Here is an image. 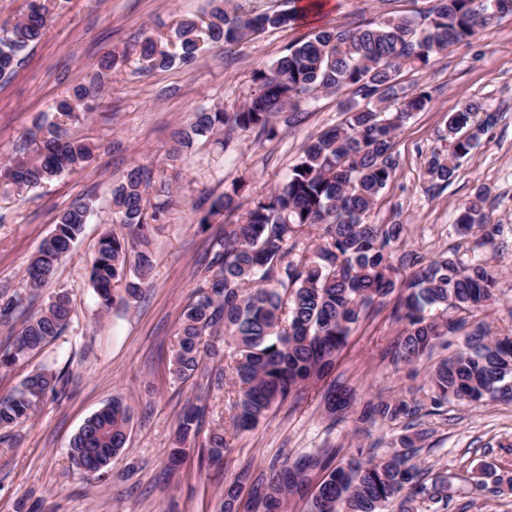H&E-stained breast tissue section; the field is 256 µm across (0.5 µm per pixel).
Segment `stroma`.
Segmentation results:
<instances>
[{"label": "stroma", "mask_w": 512, "mask_h": 512, "mask_svg": "<svg viewBox=\"0 0 512 512\" xmlns=\"http://www.w3.org/2000/svg\"><path fill=\"white\" fill-rule=\"evenodd\" d=\"M433 0H330L314 19L285 31L265 30L227 49L214 47L192 66L143 72L134 46L145 36H166L207 0H56L45 33L16 71L0 78V165L19 148L33 149L41 125L54 121V101L85 85L97 93L70 126L96 146L83 168L31 191H0V286L21 288L25 269L58 215L78 198L94 203L83 235L62 259L52 288L70 291L74 315L61 336L36 358L0 371V396L12 393L41 365L66 370L67 392L43 400L32 417L0 440V512H221L224 485L242 469L259 473L276 460L338 446L339 462L390 451L401 425L377 421L358 432L352 422L330 425L322 395L336 381L356 403L406 394L432 360L456 351V337L432 359L396 368L386 352L402 329L382 308L352 332L328 381L303 388L298 398L270 411L225 453L221 467L200 464L190 450L178 468L169 451L177 418L187 401L200 399L209 412L202 431L225 417L224 392L206 387L205 376L182 384L169 372L181 313L205 276L203 258L224 234V220L200 224L211 202L236 193L242 209L283 183L306 144L341 122L350 89L320 94L300 111L275 119L277 134L237 131L230 149L222 135L180 146L195 112L230 109L253 89L252 74L270 66L289 45L325 26L355 28L386 17L426 23ZM118 54L117 66L99 74L98 60ZM406 91H427L424 111L403 121L393 139L398 166L369 220L401 224L404 247L430 259L445 252L463 264L487 262L498 282V301L480 313L491 333L512 332V13L499 15L475 37L402 72ZM468 100L495 114L479 144L461 160L454 177H432V154L445 153L448 117ZM159 170L151 202L168 206L154 236L155 266L142 295L102 312L90 281L98 240L119 230L112 189L133 166ZM486 188L485 210L503 232L494 241L461 234L460 203ZM131 407L122 453L103 479L73 469L68 448L83 423L114 399ZM422 422L431 435L416 464L445 471L454 492L447 512H512V492L476 488L472 477L488 467L512 476V400L485 405L448 404L441 416Z\"/></svg>", "instance_id": "1"}]
</instances>
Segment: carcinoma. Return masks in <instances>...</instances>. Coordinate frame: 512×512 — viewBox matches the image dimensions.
<instances>
[{
	"instance_id": "1",
	"label": "carcinoma",
	"mask_w": 512,
	"mask_h": 512,
	"mask_svg": "<svg viewBox=\"0 0 512 512\" xmlns=\"http://www.w3.org/2000/svg\"><path fill=\"white\" fill-rule=\"evenodd\" d=\"M232 0H209L210 10L181 20L170 39L147 37L138 44L143 71L190 66L208 49L241 42L258 30H286L295 25L294 11L252 15ZM53 5L30 0L23 18L0 36V77L13 73L25 52L43 35ZM512 12V0H436L425 26L407 17L386 19L361 28L339 26L315 31L288 48L273 65L252 75L254 89L240 106L195 113L187 147L195 136L223 128L258 130L275 135L272 117L296 112L301 103L320 93L354 88L359 102L342 105L344 119L311 139L288 179L235 224L209 253L202 284L181 315L172 349L171 373L181 383L195 379L211 361L210 384L227 388L232 414L216 427L200 449V458L218 466L231 441L253 430L267 413L293 399L302 386L317 383L345 348L367 311L395 293L394 311L405 322L390 356L395 364H412L448 345V333L486 311L497 298V282L483 263L460 265L442 253L432 259L406 251L401 224H371L370 211L397 168L393 137L399 123L421 112L429 102L422 91L399 95L397 78L406 67L428 64L431 56L474 37L491 25L496 12ZM90 90L80 87L56 101L55 111L70 118ZM402 98L392 118L382 117L379 104ZM476 101L463 103L448 116L447 154L429 161L430 174L450 180L461 159L470 154L495 120L480 122ZM93 156L90 143L72 136L64 124L41 127L35 154L19 156L0 170V181L17 190L49 183L63 173L86 165ZM152 170L134 166L112 190V207L123 228L99 240L91 281L108 310L139 297L150 274L154 253L152 233L164 218L167 204L149 203ZM487 192L478 189L462 204L459 230H475L491 241L502 225L485 211ZM237 194L216 199L199 223L208 224L238 210ZM92 212V201L79 198L57 218L26 269L21 289L0 287V329L9 345L0 352V369L29 360L60 336L73 315L72 299L61 289L42 311L15 327L24 302L38 297L57 273L59 263L74 248ZM321 230V241H310V228ZM411 270L398 280L399 266ZM424 398L379 399L351 411V394L332 387L325 400L328 416L369 425L378 420L407 421L395 449L365 461L333 465L337 449L322 448L274 462L251 479L244 469L224 486V512H237L248 481L258 490L257 512H286L287 496L315 486L307 512H443L448 508L453 477L412 463L430 430L416 419L438 415L450 402L512 399V336H492L479 324L461 336L457 352L440 360L419 388ZM65 392V375L43 365L32 371L14 392L0 397V430L28 420L51 393ZM205 407L190 403L178 418L170 461L187 454L185 445L198 437ZM131 408L114 399L89 417L73 438L69 458L80 471L99 473L127 441ZM512 490V478L484 469L476 485L487 482Z\"/></svg>"
}]
</instances>
